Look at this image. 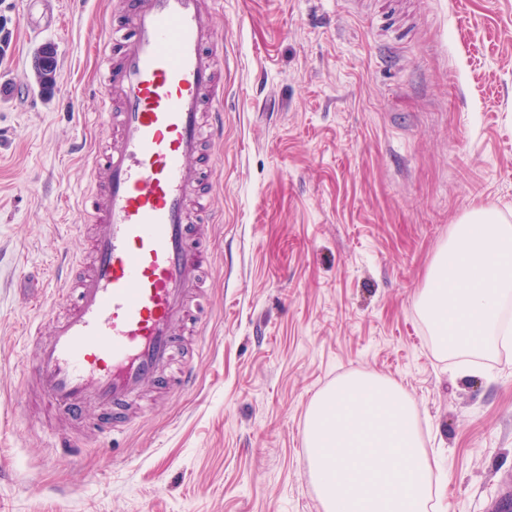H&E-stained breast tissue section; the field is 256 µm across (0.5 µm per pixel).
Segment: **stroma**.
Here are the masks:
<instances>
[{"instance_id":"stroma-1","label":"stroma","mask_w":512,"mask_h":512,"mask_svg":"<svg viewBox=\"0 0 512 512\" xmlns=\"http://www.w3.org/2000/svg\"><path fill=\"white\" fill-rule=\"evenodd\" d=\"M124 0H0V512H323L311 399L353 373L394 381L445 475L432 512L512 498V345L472 374L440 354L417 295L453 224H512V0H219L224 136L204 227L192 389H150L103 437V406L46 421L23 377L72 304L54 260H85L76 198L107 145L96 49ZM58 53L42 95L32 58ZM80 111H71L70 98ZM77 443L79 460L51 440Z\"/></svg>"}]
</instances>
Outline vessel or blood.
I'll return each instance as SVG.
<instances>
[{
  "mask_svg": "<svg viewBox=\"0 0 512 512\" xmlns=\"http://www.w3.org/2000/svg\"><path fill=\"white\" fill-rule=\"evenodd\" d=\"M126 21L109 31L120 64L99 61L101 105L122 104L114 143L95 150L101 190L79 199L97 226L92 269L25 373L48 412L82 416L97 404L115 411L151 385L166 384L186 319L200 251L188 202L211 215L195 160L201 132L224 135V87L208 48L215 32L204 0H126Z\"/></svg>",
  "mask_w": 512,
  "mask_h": 512,
  "instance_id": "1",
  "label": "vessel or blood"
}]
</instances>
